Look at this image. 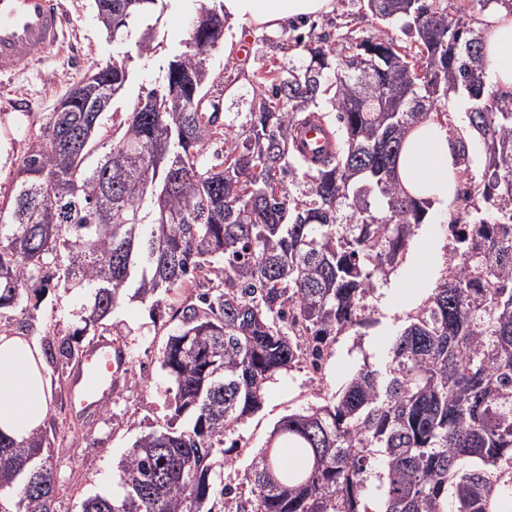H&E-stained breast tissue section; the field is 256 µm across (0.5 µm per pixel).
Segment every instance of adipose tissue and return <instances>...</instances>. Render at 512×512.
Returning <instances> with one entry per match:
<instances>
[{"mask_svg":"<svg viewBox=\"0 0 512 512\" xmlns=\"http://www.w3.org/2000/svg\"><path fill=\"white\" fill-rule=\"evenodd\" d=\"M334 7V0H224V15L246 28L280 32ZM477 26L489 82L497 91H512V0H493ZM456 160L455 135L447 121L430 119L408 134L397 173L414 197L444 216L455 200ZM43 370L34 341L0 334V433L22 441L47 418L50 392Z\"/></svg>","mask_w":512,"mask_h":512,"instance_id":"obj_1","label":"adipose tissue"}]
</instances>
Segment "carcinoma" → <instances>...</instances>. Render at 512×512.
<instances>
[{
    "label": "carcinoma",
    "mask_w": 512,
    "mask_h": 512,
    "mask_svg": "<svg viewBox=\"0 0 512 512\" xmlns=\"http://www.w3.org/2000/svg\"><path fill=\"white\" fill-rule=\"evenodd\" d=\"M93 2L112 41L136 34L139 56L153 52L168 0ZM453 2L360 0L377 33L296 39L288 62L252 72L247 111L229 122L199 51L224 40L222 0L202 5L165 82L138 96L118 135L79 103L124 96L130 57L61 99L0 204V310L77 289L92 298L73 332L85 336L128 297L158 305L197 291L172 309L161 351L173 415L132 443L123 494L89 496L81 512H512V93L489 87L481 34ZM398 23L410 41L392 35ZM452 92L467 99L483 164L472 168L459 138L446 274L383 367L363 365L277 422L243 496L224 483V438L277 374L325 363L338 336L368 322L366 297L428 210L399 180L403 142L448 117ZM389 101L398 111H381ZM314 124L331 135L320 158L298 141ZM60 491L46 434L0 433V512H57Z\"/></svg>",
    "instance_id": "cac0c4a2"
}]
</instances>
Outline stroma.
<instances>
[{"mask_svg":"<svg viewBox=\"0 0 512 512\" xmlns=\"http://www.w3.org/2000/svg\"><path fill=\"white\" fill-rule=\"evenodd\" d=\"M61 2L68 18L62 44L50 50L42 62L22 64L12 82L0 83V137L10 144L6 160L0 163V202L8 199L23 157L34 138L48 126L60 98L113 55L134 49L133 41L117 43L107 37L92 0ZM199 11L198 0H170L161 19L155 52L142 58L133 56L136 82L104 115L105 129H117L139 94L162 84L171 50L186 39ZM351 15L359 29L375 32L378 22L372 15L363 14L359 0H336L332 13L279 33L282 48L278 58L293 57L292 45L299 35L314 38L326 33L337 40L347 36L345 22ZM259 36L256 30L226 29L224 40L232 52L227 55L223 49L216 50L209 60L212 95L229 103L237 101L247 85V74L269 66V59L256 52ZM447 243L446 223L427 215L398 270L388 282L377 283L368 296L369 323L338 337L331 358L319 374H312L301 364L269 383L262 407L230 438V456L235 465L225 470V481L240 483L247 464L264 447L282 417L316 403L319 394L339 389L362 365H382L392 337L407 325L410 314L444 274ZM88 305L87 297L79 291L61 287L46 291L31 313L41 329L37 343H57L69 337ZM174 327L165 306L154 309L147 303L128 301L113 314L98 336L125 347L130 361L128 384L119 387L101 412L91 418L70 413L68 390L59 386L54 366L46 365L51 409L43 429L52 443L56 477L65 486L57 512H79L82 500L94 494H119L120 460L135 438L171 416V382L161 370L159 358ZM75 476L80 479L76 485L71 482Z\"/></svg>","mask_w":512,"mask_h":512,"instance_id":"obj_1","label":"stroma"}]
</instances>
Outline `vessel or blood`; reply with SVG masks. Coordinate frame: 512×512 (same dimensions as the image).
Returning <instances> with one entry per match:
<instances>
[{
	"instance_id": "vessel-or-blood-1",
	"label": "vessel or blood",
	"mask_w": 512,
	"mask_h": 512,
	"mask_svg": "<svg viewBox=\"0 0 512 512\" xmlns=\"http://www.w3.org/2000/svg\"><path fill=\"white\" fill-rule=\"evenodd\" d=\"M59 0H0V77L15 74L24 61H37L65 34ZM124 351L106 341L92 344L69 389V407L77 414L96 410L128 370Z\"/></svg>"
}]
</instances>
